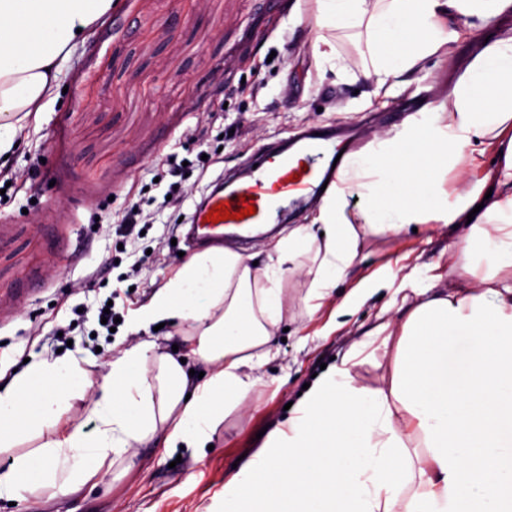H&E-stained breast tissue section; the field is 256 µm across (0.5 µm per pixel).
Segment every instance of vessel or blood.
<instances>
[{"instance_id": "vessel-or-blood-1", "label": "vessel or blood", "mask_w": 512, "mask_h": 512, "mask_svg": "<svg viewBox=\"0 0 512 512\" xmlns=\"http://www.w3.org/2000/svg\"><path fill=\"white\" fill-rule=\"evenodd\" d=\"M335 132L311 130L297 134L288 145L273 143L257 157L247 177H224L194 207L185 238L194 243L222 246L232 243V229L255 224H279L289 212L316 202L324 182H335L333 162L340 152ZM240 209L254 205L252 215L219 222L208 221L212 208L219 204Z\"/></svg>"}]
</instances>
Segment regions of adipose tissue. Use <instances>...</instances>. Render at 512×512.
Here are the masks:
<instances>
[{"label":"adipose tissue","instance_id":"adipose-tissue-1","mask_svg":"<svg viewBox=\"0 0 512 512\" xmlns=\"http://www.w3.org/2000/svg\"><path fill=\"white\" fill-rule=\"evenodd\" d=\"M114 0H0V159ZM512 0H315L309 42L336 72L337 32L364 46L373 98L424 80L429 59L477 40L439 102L348 155L316 217L261 257L196 253L158 288L140 324H190L182 356L153 341L105 365L95 427L69 424L55 398L79 371L40 360L0 388V448L38 429L35 456L0 471V499L77 493L138 448L202 452L263 381L290 277L319 309L377 237L425 224L462 233L448 281L410 288L317 376L263 449L224 487V512H512ZM495 147L484 167L486 147ZM208 368L190 378L185 360ZM382 372L378 385L362 371Z\"/></svg>","mask_w":512,"mask_h":512}]
</instances>
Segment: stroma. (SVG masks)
Instances as JSON below:
<instances>
[{
  "label": "stroma",
  "instance_id": "stroma-1",
  "mask_svg": "<svg viewBox=\"0 0 512 512\" xmlns=\"http://www.w3.org/2000/svg\"><path fill=\"white\" fill-rule=\"evenodd\" d=\"M294 0H118L62 67L65 94L28 121L0 170L12 176L0 198V380L26 361L77 360L91 380L119 350L139 340L181 344L179 326L138 328L137 313L195 247L171 242L166 224L190 214L206 186L241 168L265 144L306 127H359L372 117L381 131L409 108L442 99L450 66L387 106L360 107L364 56L339 40L345 83L321 80L308 46V24L294 25ZM210 164L201 167L199 152ZM187 159L179 181L186 196L164 206L169 183L163 161ZM151 222L145 235L124 238L119 222L131 205ZM454 226L427 224L399 240L376 238L356 272L373 287L362 305L335 315V300L307 315L304 288L287 287L284 342L264 362L263 385L218 427L212 451L198 461L146 448L130 469L113 468L103 483L66 498L40 493L0 512H224V485L235 461L254 455L257 437L287 419L321 364L341 356L358 327L375 324L390 305L378 290L389 262L403 258L405 275L429 287L446 274ZM138 273H131L133 263ZM112 300L114 334L96 313ZM70 326V346L52 332Z\"/></svg>",
  "mask_w": 512,
  "mask_h": 512
}]
</instances>
